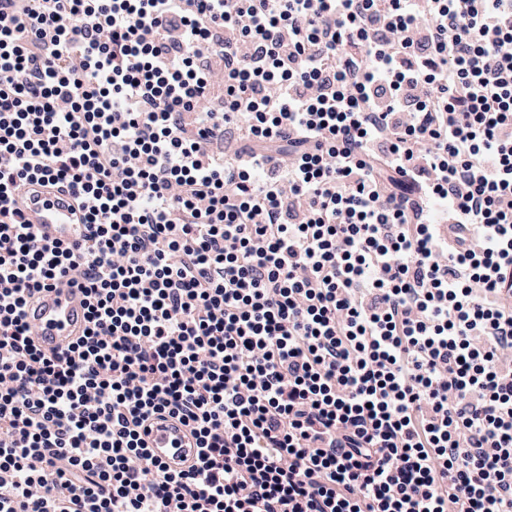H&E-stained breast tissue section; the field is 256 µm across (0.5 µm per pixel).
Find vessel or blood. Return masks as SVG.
Instances as JSON below:
<instances>
[{
    "mask_svg": "<svg viewBox=\"0 0 512 512\" xmlns=\"http://www.w3.org/2000/svg\"><path fill=\"white\" fill-rule=\"evenodd\" d=\"M21 209L25 223L41 240L75 245L89 235L83 213L71 196L47 181H27ZM88 301L84 289L63 282L32 297L25 314L35 329L34 345L49 356L69 349L86 329ZM146 442L152 456L171 469L182 470L196 461V440L177 419L154 421Z\"/></svg>",
    "mask_w": 512,
    "mask_h": 512,
    "instance_id": "b4317fda",
    "label": "vessel or blood"
}]
</instances>
